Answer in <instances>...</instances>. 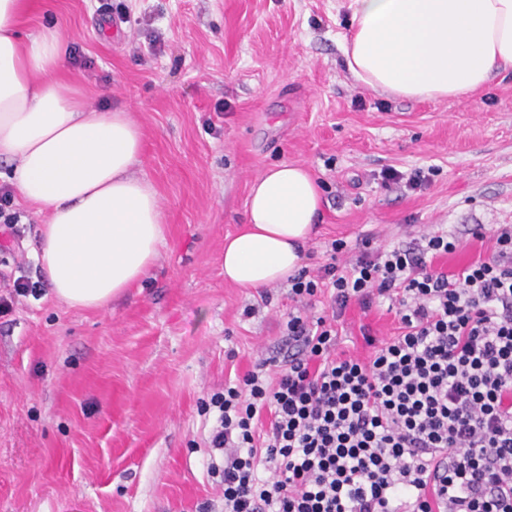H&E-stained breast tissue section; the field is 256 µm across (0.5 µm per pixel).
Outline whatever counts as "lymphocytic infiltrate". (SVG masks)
<instances>
[{"mask_svg": "<svg viewBox=\"0 0 512 512\" xmlns=\"http://www.w3.org/2000/svg\"><path fill=\"white\" fill-rule=\"evenodd\" d=\"M487 234L456 274L433 265L460 243L438 229L289 278L298 304L330 289L332 313L289 311L287 357L213 395L224 512H512V224ZM380 298L397 336L337 353L349 304Z\"/></svg>", "mask_w": 512, "mask_h": 512, "instance_id": "lymphocytic-infiltrate-1", "label": "lymphocytic infiltrate"}]
</instances>
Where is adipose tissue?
Listing matches in <instances>:
<instances>
[{"label":"adipose tissue","instance_id":"adipose-tissue-1","mask_svg":"<svg viewBox=\"0 0 512 512\" xmlns=\"http://www.w3.org/2000/svg\"><path fill=\"white\" fill-rule=\"evenodd\" d=\"M32 0H0V178L47 214L38 259L54 297L100 308L141 286L165 216L136 176L143 131L130 112L90 108L66 85L53 25L25 35ZM343 52L364 87L410 100L458 98L512 70V0H351ZM322 194L309 171L279 163L250 188L243 227L224 239V279L257 290L301 267Z\"/></svg>","mask_w":512,"mask_h":512}]
</instances>
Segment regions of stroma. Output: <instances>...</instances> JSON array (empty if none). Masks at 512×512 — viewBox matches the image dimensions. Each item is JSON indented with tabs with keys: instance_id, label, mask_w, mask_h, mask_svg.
<instances>
[{
	"instance_id": "1",
	"label": "stroma",
	"mask_w": 512,
	"mask_h": 512,
	"mask_svg": "<svg viewBox=\"0 0 512 512\" xmlns=\"http://www.w3.org/2000/svg\"><path fill=\"white\" fill-rule=\"evenodd\" d=\"M36 2L24 32L51 21L80 50L66 82L140 124L136 172L166 233L143 287L71 308L35 258L44 217L16 197L21 237L0 250V276L43 286L0 315V512H221L205 404L277 350L292 306L287 284L224 281L251 182L282 161L319 181L309 271L364 237L389 249L434 225L460 238L435 267L460 271L490 246L471 226L512 224V73L448 100L365 88L342 49L350 0H108V20L91 0ZM390 169L402 182H385ZM419 170L430 183L410 190ZM396 327L387 304H351L339 348L368 356V338Z\"/></svg>"
}]
</instances>
